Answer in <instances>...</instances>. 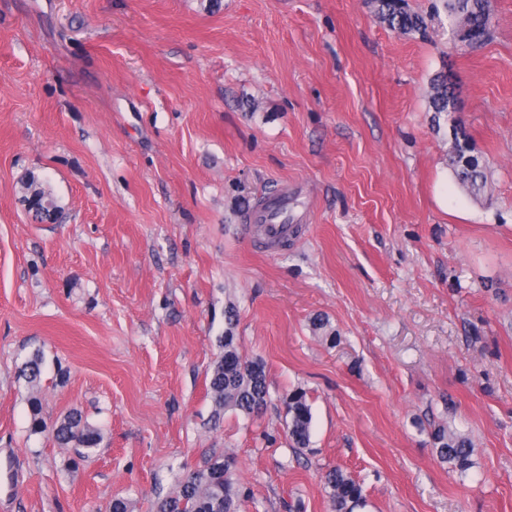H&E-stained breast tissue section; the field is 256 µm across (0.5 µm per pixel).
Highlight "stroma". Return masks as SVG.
<instances>
[{
  "label": "stroma",
  "mask_w": 512,
  "mask_h": 512,
  "mask_svg": "<svg viewBox=\"0 0 512 512\" xmlns=\"http://www.w3.org/2000/svg\"><path fill=\"white\" fill-rule=\"evenodd\" d=\"M492 9L493 39L463 49L371 0H0V456L18 469L0 512H154L222 453L244 512H331L337 465L361 512H512V0ZM440 73L489 172L479 200L429 110ZM30 173L56 220L22 203ZM273 191L299 231L267 248L246 226ZM228 330L270 397L216 425ZM38 348L44 417L102 432L80 465L30 431L17 368ZM417 419L471 437L466 476ZM377 17L390 28L402 34L426 32L429 23L440 19L438 7L433 14L424 16L417 13H409L397 6L396 0H374ZM284 405L290 442L295 448H308L312 413L307 393L302 389L292 391L285 399ZM324 480L332 512H353L362 504L364 493L361 483L342 467L330 468Z\"/></svg>",
  "instance_id": "1"
}]
</instances>
